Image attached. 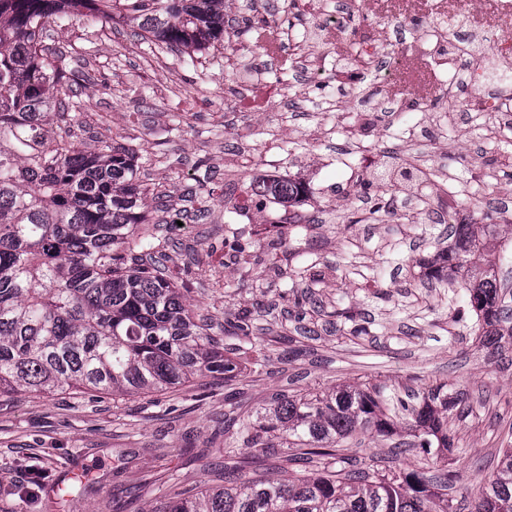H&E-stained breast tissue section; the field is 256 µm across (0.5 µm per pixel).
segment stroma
Here are the masks:
<instances>
[{
	"instance_id": "obj_1",
	"label": "stroma",
	"mask_w": 512,
	"mask_h": 512,
	"mask_svg": "<svg viewBox=\"0 0 512 512\" xmlns=\"http://www.w3.org/2000/svg\"><path fill=\"white\" fill-rule=\"evenodd\" d=\"M52 40L63 65L78 61L85 74L82 108L66 127L73 140L93 145L112 138L135 149L149 189L174 191L188 202L183 233L171 235L161 262L185 288L198 313L222 323L242 310L253 317L256 352L239 356L244 372L232 382L205 377L149 396L112 400L67 391L48 396L0 397V512H153L170 487L200 490L221 484L224 468V398L242 392L249 414L268 409L274 394L369 383L385 398L446 384L462 403L448 414L455 447L447 462L417 449L394 452L393 439L356 430L343 444L360 466L386 461L429 475L448 470L451 495L470 508L474 484L490 474L512 448V356H498L477 342L475 313L460 278L437 281L427 264L454 241L445 224L366 223L346 199L349 184L365 174L340 166L332 148L316 141L313 124L280 111L276 99L254 94L240 112L229 90L236 68L252 69L247 47L217 41L193 64L128 34L118 20L102 21L83 10L56 27ZM246 121L252 139L283 138L295 152L288 175L305 180L306 199L323 214L313 233L292 231L288 249L300 261L319 263L324 283L277 269L276 259L253 246L256 265L246 274L224 267V147L232 125ZM460 139L424 137L414 150L386 137L375 143L372 163L385 149L431 167L446 162L448 182L478 181L473 193L450 195L447 209L470 223H499L495 204L512 187V114L475 118L471 109L448 115ZM308 300L288 302V291ZM348 318H340L339 310ZM369 324L367 336L354 325ZM45 479L29 481L32 470Z\"/></svg>"
}]
</instances>
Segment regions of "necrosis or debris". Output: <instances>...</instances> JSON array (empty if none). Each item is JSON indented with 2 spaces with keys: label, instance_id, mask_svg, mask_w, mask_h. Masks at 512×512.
I'll return each mask as SVG.
<instances>
[{
  "label": "necrosis or debris",
  "instance_id": "4bbe7bcc",
  "mask_svg": "<svg viewBox=\"0 0 512 512\" xmlns=\"http://www.w3.org/2000/svg\"><path fill=\"white\" fill-rule=\"evenodd\" d=\"M371 9L370 0H319L314 24L302 29L286 25L278 13H267V24L254 47L268 64L238 75L237 98L248 99L260 86L278 98L283 111L304 113L319 125L334 113H354L365 120L387 113L412 138L425 123L427 99L419 92L412 103L397 102L391 87L403 83L404 73L414 63L453 99H460L467 85H483L489 94L479 111L512 110V72L500 67L501 59L512 57V44L484 34L469 47L460 48L450 39L452 26L474 23L487 12L495 14L502 25H511L512 0H456L450 8L443 0H433L420 22L408 23L406 37L390 55L381 51L390 40L386 29L362 35L348 24L354 12ZM335 37L345 43L344 54L327 50L328 41ZM351 75L370 78L373 89L370 96L349 106L344 101L343 80ZM291 162L287 143L265 140L252 144L243 135L237 136L235 149L224 154L225 166L245 174L260 167L284 172Z\"/></svg>",
  "mask_w": 512,
  "mask_h": 512
}]
</instances>
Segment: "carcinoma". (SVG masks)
<instances>
[{
  "mask_svg": "<svg viewBox=\"0 0 512 512\" xmlns=\"http://www.w3.org/2000/svg\"><path fill=\"white\" fill-rule=\"evenodd\" d=\"M83 3L191 63L224 38V0H0V395L139 396L198 376L227 382L237 362L177 283L146 264L167 238L141 227L148 189L138 153L105 140L81 149L58 132L83 76L61 66L46 42ZM250 189L288 203L300 193L291 179ZM457 238L443 262L469 292L481 345L512 350V315L494 267L480 262L512 243V225L465 224ZM458 402L444 385L419 403L399 401L412 447L431 458L448 453V410ZM231 426L224 485L177 490L158 512H458L446 472L359 469L342 457L339 446L359 427L395 432L375 386L281 394L261 419L239 412ZM271 448L287 449V464H313L312 472L241 480L249 461ZM470 512H512V448Z\"/></svg>",
  "mask_w": 512,
  "mask_h": 512,
  "instance_id": "cac0c4a2",
  "label": "carcinoma"
}]
</instances>
